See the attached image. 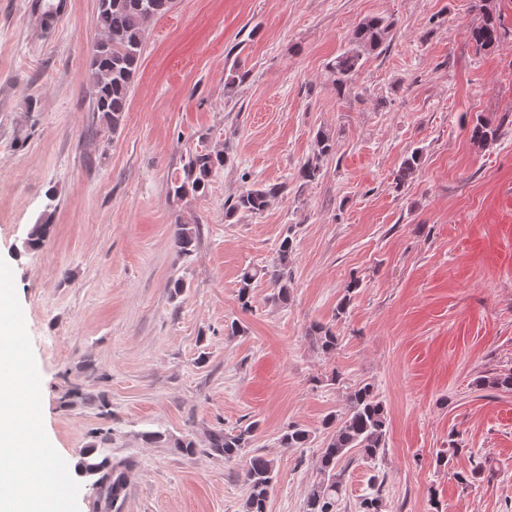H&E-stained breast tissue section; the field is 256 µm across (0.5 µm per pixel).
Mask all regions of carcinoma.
<instances>
[{
  "instance_id": "carcinoma-1",
  "label": "carcinoma",
  "mask_w": 512,
  "mask_h": 512,
  "mask_svg": "<svg viewBox=\"0 0 512 512\" xmlns=\"http://www.w3.org/2000/svg\"><path fill=\"white\" fill-rule=\"evenodd\" d=\"M482 22L469 31V37L478 51L493 50L499 46L504 34L495 18L492 0H480ZM173 7V0H98L97 25L101 39L95 44L90 64V93L93 111L107 118L112 128H117L126 111L127 98L133 74L143 52L147 23L165 15ZM392 24L380 18L363 20L351 33L352 48L344 51L328 63L335 76L336 87L341 89L351 82L360 68L362 51H374L388 39ZM497 129L478 121L470 131V140L484 148L496 139ZM334 141L330 133L319 131L316 149L300 169V178L306 182L316 179L321 170L320 161L332 154ZM419 149H414L401 163L395 176L396 185L412 178L418 171ZM230 158L223 151L191 153L183 164V177L172 183V193L181 197L188 193L202 194L214 174L224 167ZM282 187L277 185L252 186L242 191L227 211L243 210L260 215ZM50 224H35L27 233L25 248L34 250L45 241ZM174 240L179 257L188 259L198 245L197 228L178 224ZM295 241L292 231L281 240L272 265L261 269L246 268L239 276L238 300L246 309L252 299L256 281L267 279L274 289L272 300L285 303L290 297L292 256ZM313 343L325 353L336 349L337 338L331 328L314 324L308 330ZM325 428L331 430L320 449L315 477L306 491V512H342L346 503L345 475L348 467L357 460L371 464L382 458L386 450L389 429V412L370 383L357 385L346 393L344 410L328 416ZM258 423L252 422L234 433L222 430L209 433L210 450L226 460H236L250 451L245 462L243 481L246 497L243 512H266L270 490L278 472L274 460L252 448ZM310 431L295 424L288 425L280 442L286 448H306L310 444ZM85 470L99 475L97 480L100 496L113 501L126 485L129 468L112 464L108 460L88 461ZM383 482L379 476L369 478L368 487L357 501V512H381Z\"/></svg>"
}]
</instances>
